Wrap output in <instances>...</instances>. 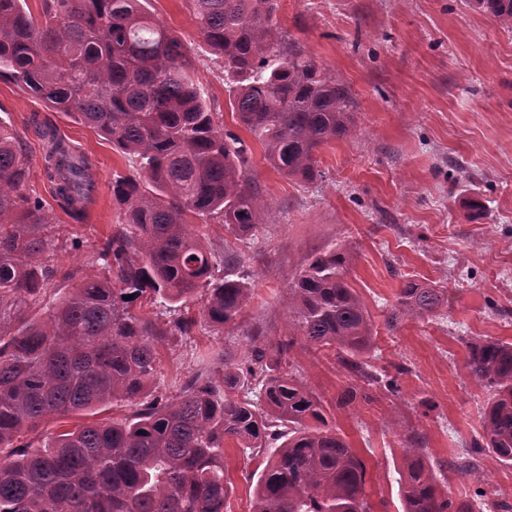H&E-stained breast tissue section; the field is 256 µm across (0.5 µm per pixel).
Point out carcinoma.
I'll list each match as a JSON object with an SVG mask.
<instances>
[{
  "label": "carcinoma",
  "instance_id": "obj_1",
  "mask_svg": "<svg viewBox=\"0 0 512 512\" xmlns=\"http://www.w3.org/2000/svg\"><path fill=\"white\" fill-rule=\"evenodd\" d=\"M40 2L34 15L27 0H0V75L131 155L137 174L112 180L123 221L96 250L101 273H65L75 285L36 316L31 309L57 287L45 234L52 218L24 192L30 172L20 135L0 121V512H224L228 441L252 454L273 449L252 512H372L365 461L287 360L297 347L330 350L350 377L400 395L408 368L369 362L374 323L349 281L348 247L313 254L290 279L288 335L251 338L244 366L197 378L173 400L146 399L157 345L190 334L198 293L201 316L217 329L237 323L253 295L249 257L218 256L191 225L216 222L244 239L275 207L251 173L249 147L208 108L182 40L140 0ZM188 2L224 68L232 112L266 163L315 182L319 149L355 132L351 89L286 41L279 0ZM466 2L512 29V0ZM38 134L44 175L79 222L95 190L89 160L51 126ZM144 299L156 313L136 310ZM444 304L443 289L407 279L387 325L438 316ZM466 346L469 376L487 394L482 433L470 451L433 470L425 436L407 430L403 512H512L497 491L457 497L437 478L448 467L481 480L477 456L485 452L512 467V343ZM114 400L134 406L132 414L83 423L36 448L14 446L49 416H94Z\"/></svg>",
  "mask_w": 512,
  "mask_h": 512
}]
</instances>
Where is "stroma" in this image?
<instances>
[{"instance_id":"obj_1","label":"stroma","mask_w":512,"mask_h":512,"mask_svg":"<svg viewBox=\"0 0 512 512\" xmlns=\"http://www.w3.org/2000/svg\"><path fill=\"white\" fill-rule=\"evenodd\" d=\"M142 8L177 32L225 129L240 132L228 105L224 70L198 32L187 0H142ZM279 18L293 41L355 98L357 133L319 151L321 178L305 184L279 175L251 143L250 163L261 191L278 207V223L260 225L242 242L224 225L194 231L215 250L251 255L255 295L236 324L218 330L198 322L187 336L157 347L149 395L175 398L198 375L218 377L248 354V334L274 341L287 332L289 280L311 253L336 244L354 252L349 280L375 321L370 362L406 364L401 395L366 387L347 407L336 404L350 380L333 352L295 349L291 359L307 386L367 464L374 512H402L397 470L405 429L426 437L431 460L464 452L478 436L484 394L466 368L467 340L512 342V30L470 8L465 0H280ZM0 120L23 140L30 163L27 190L39 197L61 246L51 258L62 269L92 272L98 246L120 224L112 200L114 174L135 165L88 126L48 109L0 77ZM43 121L93 162L98 191L82 222L55 199L43 174ZM75 240L79 249L68 248ZM446 289L442 317L385 326L404 279ZM232 491L224 512H251L268 452L244 455L227 444ZM475 482L448 473L454 495L497 489L512 495V467L481 455Z\"/></svg>"}]
</instances>
